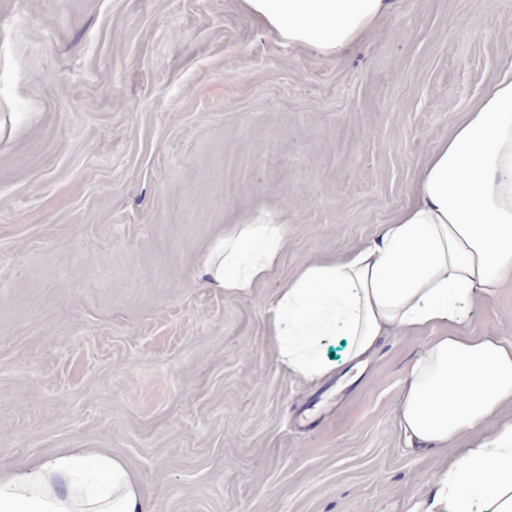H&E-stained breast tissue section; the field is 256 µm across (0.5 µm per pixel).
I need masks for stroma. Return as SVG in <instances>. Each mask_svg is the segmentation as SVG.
<instances>
[{
    "mask_svg": "<svg viewBox=\"0 0 512 512\" xmlns=\"http://www.w3.org/2000/svg\"><path fill=\"white\" fill-rule=\"evenodd\" d=\"M511 48L512 0H396L337 59L240 0H0V464L100 448L155 512H409L445 462L395 408L426 332L309 383L266 309L410 202ZM263 211L264 280L193 279ZM470 328L512 341V285Z\"/></svg>",
    "mask_w": 512,
    "mask_h": 512,
    "instance_id": "1",
    "label": "stroma"
}]
</instances>
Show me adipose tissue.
<instances>
[{
	"mask_svg": "<svg viewBox=\"0 0 512 512\" xmlns=\"http://www.w3.org/2000/svg\"><path fill=\"white\" fill-rule=\"evenodd\" d=\"M279 41L337 57L363 42L393 0H241ZM413 200L376 238L340 259L312 261L277 291L266 332L288 372L316 382L361 365L386 337L452 325L432 336L397 399L410 445L465 452L439 471L412 512H512V343L465 331L476 301L512 285V64L432 149ZM286 227L268 214L215 239L197 274L230 295L279 263ZM0 512H154L137 476L96 448L0 467Z\"/></svg>",
	"mask_w": 512,
	"mask_h": 512,
	"instance_id": "ef3b65f1",
	"label": "adipose tissue"
}]
</instances>
